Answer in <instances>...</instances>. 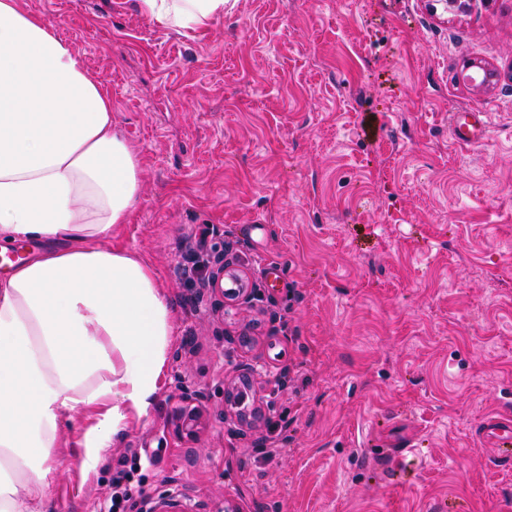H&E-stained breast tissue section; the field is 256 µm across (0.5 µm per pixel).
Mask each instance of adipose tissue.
I'll use <instances>...</instances> for the list:
<instances>
[{
    "label": "adipose tissue",
    "instance_id": "adipose-tissue-1",
    "mask_svg": "<svg viewBox=\"0 0 512 512\" xmlns=\"http://www.w3.org/2000/svg\"><path fill=\"white\" fill-rule=\"evenodd\" d=\"M225 0H139L176 30ZM142 191L112 97L54 21L0 0V255L40 249L0 277V512H41L63 418L100 411L109 447L158 391L176 316L153 268L104 247Z\"/></svg>",
    "mask_w": 512,
    "mask_h": 512
}]
</instances>
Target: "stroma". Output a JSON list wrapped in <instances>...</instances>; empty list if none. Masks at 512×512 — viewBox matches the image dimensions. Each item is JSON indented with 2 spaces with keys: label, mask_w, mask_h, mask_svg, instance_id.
<instances>
[{
  "label": "stroma",
  "mask_w": 512,
  "mask_h": 512,
  "mask_svg": "<svg viewBox=\"0 0 512 512\" xmlns=\"http://www.w3.org/2000/svg\"><path fill=\"white\" fill-rule=\"evenodd\" d=\"M112 96L143 192L110 246L176 311L149 414L86 466L97 410L65 419L46 512H124L180 490L222 512H512V466L478 435L512 418V0H229L206 33L137 0H19ZM482 60L486 91L463 77ZM489 113L453 143L450 113ZM225 250L251 302L213 313L184 275ZM273 407L220 418L239 366ZM207 427L174 433L182 390Z\"/></svg>",
  "instance_id": "stroma-1"
}]
</instances>
